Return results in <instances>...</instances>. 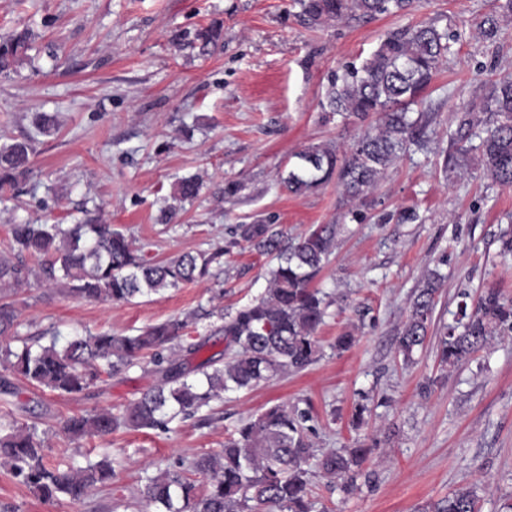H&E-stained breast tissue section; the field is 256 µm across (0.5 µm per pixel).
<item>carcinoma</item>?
Listing matches in <instances>:
<instances>
[{
    "instance_id": "carcinoma-1",
    "label": "carcinoma",
    "mask_w": 512,
    "mask_h": 512,
    "mask_svg": "<svg viewBox=\"0 0 512 512\" xmlns=\"http://www.w3.org/2000/svg\"><path fill=\"white\" fill-rule=\"evenodd\" d=\"M312 26L346 17H374L405 13L414 0H298ZM495 15L477 25L487 40L496 39ZM214 23L195 33L204 44L221 38ZM28 33L0 41V72L9 70L26 47ZM451 51L448 32L430 22L407 26L386 35L361 66L348 65L328 78L325 107L339 115L364 122L378 114L344 152L334 145H310L295 154L296 161L280 176L282 190L303 195L337 179L351 200H361L384 178L387 170L408 146L419 143L422 112L412 118L410 106L418 103L434 80L439 65ZM480 110L474 104L454 111L448 128V164L461 174L468 172V143L484 125L480 165L496 182L512 185V78L485 84ZM490 112L492 123L481 117ZM27 142L0 148V189L16 187L29 173ZM202 186L198 176L174 184L173 199L195 198ZM235 242H245L262 254L276 256L269 272V286L258 300L233 312L195 311L185 319L171 318L145 327L136 335L98 333L77 336L61 348L57 337L33 347L14 350L9 340L18 318V302L0 303V357L27 384L50 392L79 395L90 386L117 376L147 359L160 383L123 408L100 409L74 415L64 423L72 439L106 436L119 429L166 432L177 418L192 419L226 391L251 389L273 377L303 371L317 362V331L323 324L328 302L313 286L315 278L335 246L336 228L321 225L283 245L277 225L258 221L238 224ZM12 254H0V287L28 288L32 281L55 284L60 291L79 298L128 303L137 296L157 294L167 288L205 278L221 266L224 251L186 253L167 261L149 260L121 230L97 218L79 224H12ZM37 258L29 265L25 255ZM442 276L434 271L417 289L399 336L397 352L404 363L412 361L424 345L433 324ZM223 321L217 332L224 336V351L200 360H187L209 347L210 337L190 336L187 329L201 316ZM512 330V301L496 288H487L468 310L459 307V319L443 327L436 337L442 365L459 367L489 347L504 330ZM308 409L295 404L273 405L244 421L224 440L217 454H201L160 475L146 478L131 501H119L118 509L139 507L141 512H312L309 462L315 458L305 432ZM43 440L36 428L13 419L0 422V459L11 463L12 474L44 503L66 497L83 501L97 485L116 479L115 463L49 466L44 462ZM371 449L359 445L343 453L331 451L318 458V469L340 481L345 494L356 488V479ZM435 512H480L478 499L460 488L441 502Z\"/></svg>"
}]
</instances>
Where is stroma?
<instances>
[{"mask_svg": "<svg viewBox=\"0 0 512 512\" xmlns=\"http://www.w3.org/2000/svg\"><path fill=\"white\" fill-rule=\"evenodd\" d=\"M498 11L496 0H417L406 14L313 27L294 0H0V37L32 34L16 72L0 74V145L28 139L34 148L30 178L0 191V253L9 250L10 225L74 224L85 207L100 208L156 261L226 251L223 271L129 303L31 286L18 294L20 336L51 327L63 345L90 333L134 335L201 307L235 310L264 294L277 261L245 244L228 247L230 227L268 219L288 239L336 227V248L314 281L331 305L313 366L224 393L203 424L178 420L167 432L120 429L79 441L64 432L67 417L119 409L158 375L139 365L76 397L18 381V396L0 401V419L47 432L49 463L108 456L122 468L84 501L48 505L0 465V512H110L145 477L220 451L241 421L275 404L309 409L317 453L372 449L351 496L313 474L315 512H427L461 487L474 491L481 512H512V333L451 369L440 365L435 338L409 364L395 350L428 271L445 277L435 324L452 322L462 297L487 288L512 299L504 246L512 186L495 183L479 163L463 177L444 163L453 110L482 82L512 75V17L496 41L476 33ZM431 20L458 41L416 106L431 115L427 149L402 154L364 204L333 183L302 196L283 192L279 173L294 152L329 142L346 149L362 129L321 109L328 76L360 64L387 32ZM215 21L223 26L218 45L196 40ZM36 112L55 115L53 134L36 131ZM194 174L203 179L199 196L174 203V183ZM229 180L242 185L232 197L224 194ZM171 204L176 218L160 223ZM405 209L415 221H391ZM346 333L355 343L337 351ZM363 398L368 410L356 426Z\"/></svg>", "mask_w": 512, "mask_h": 512, "instance_id": "1", "label": "stroma"}]
</instances>
